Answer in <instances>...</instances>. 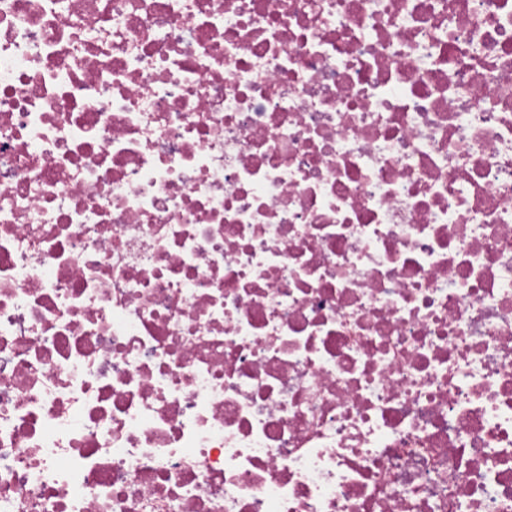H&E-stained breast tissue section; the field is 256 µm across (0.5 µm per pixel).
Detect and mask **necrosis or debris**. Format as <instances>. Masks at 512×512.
<instances>
[{
	"label": "necrosis or debris",
	"instance_id": "1",
	"mask_svg": "<svg viewBox=\"0 0 512 512\" xmlns=\"http://www.w3.org/2000/svg\"><path fill=\"white\" fill-rule=\"evenodd\" d=\"M0 512H512V0H0Z\"/></svg>",
	"mask_w": 512,
	"mask_h": 512
}]
</instances>
